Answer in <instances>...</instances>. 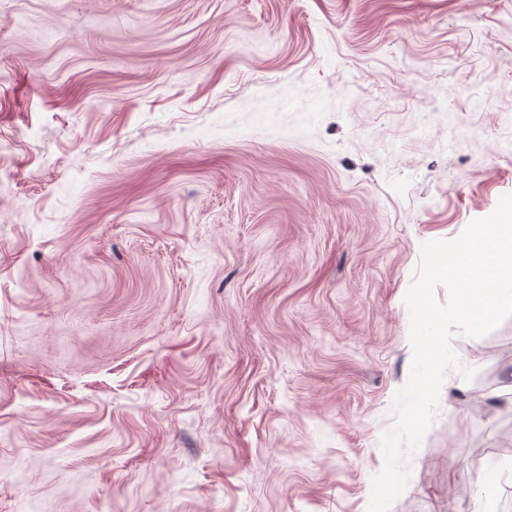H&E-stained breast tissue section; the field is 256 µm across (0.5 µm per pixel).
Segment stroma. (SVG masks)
<instances>
[{"mask_svg":"<svg viewBox=\"0 0 512 512\" xmlns=\"http://www.w3.org/2000/svg\"><path fill=\"white\" fill-rule=\"evenodd\" d=\"M512 193V0H0V512H367L421 245ZM391 512H512V318Z\"/></svg>","mask_w":512,"mask_h":512,"instance_id":"1","label":"stroma"}]
</instances>
